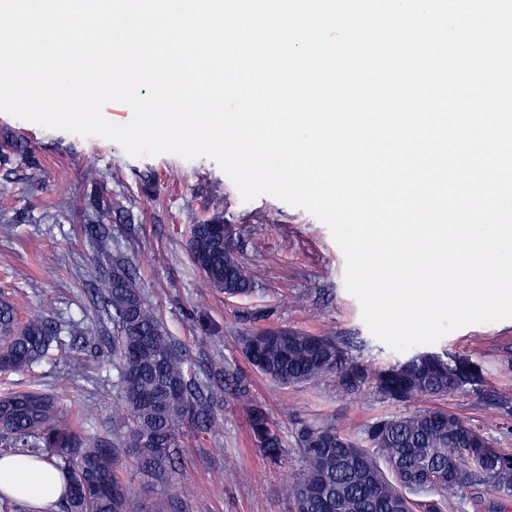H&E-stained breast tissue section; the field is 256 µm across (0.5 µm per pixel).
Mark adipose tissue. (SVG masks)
I'll return each mask as SVG.
<instances>
[{"mask_svg":"<svg viewBox=\"0 0 512 512\" xmlns=\"http://www.w3.org/2000/svg\"><path fill=\"white\" fill-rule=\"evenodd\" d=\"M65 486L62 473L44 459L0 451V496L44 510Z\"/></svg>","mask_w":512,"mask_h":512,"instance_id":"ef3b65f1","label":"adipose tissue"}]
</instances>
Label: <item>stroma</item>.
Instances as JSON below:
<instances>
[{
  "mask_svg": "<svg viewBox=\"0 0 512 512\" xmlns=\"http://www.w3.org/2000/svg\"><path fill=\"white\" fill-rule=\"evenodd\" d=\"M112 204V242L136 269L137 282L167 332L189 353L198 377L209 365L240 372L251 399L277 424L287 450L280 463L264 459L250 442L242 405L224 395L216 427L187 428L181 465L163 485L148 483L131 462L122 474L137 512H148L159 492L180 499L183 512H289L282 495L303 466L296 450L297 421L331 423L360 447L375 421L419 410H442L480 428L512 453V319L455 330L431 351L477 365L479 382L464 394L382 398L366 385L346 393L334 378L280 386L254 371L242 355L245 336L260 327H286L349 341L352 356L378 369L401 360L375 338L358 300L345 287L346 260L329 228L305 209L263 195L245 202L211 159L173 154L134 158L116 142L83 138L0 113V293L20 320L39 313L61 330L78 322L93 334L112 323L87 288L97 258L81 210L93 197ZM222 217L238 256L255 283L253 293L230 298L198 272L186 242L192 220ZM80 356L83 375L69 373ZM117 373L64 338L50 357L22 373H0V393L36 384L56 393L62 420L80 402L91 410L86 430H110L120 408ZM450 512H512L483 486L449 495Z\"/></svg>",
  "mask_w": 512,
  "mask_h": 512,
  "instance_id": "obj_1",
  "label": "stroma"
}]
</instances>
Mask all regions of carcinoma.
<instances>
[{
	"mask_svg": "<svg viewBox=\"0 0 512 512\" xmlns=\"http://www.w3.org/2000/svg\"><path fill=\"white\" fill-rule=\"evenodd\" d=\"M107 217L109 208L97 199L84 212L85 231L106 258L93 269V288L112 321V339L89 336L77 324L70 335L112 362L122 404L114 416L119 433L85 435L79 409L71 424L62 423L57 399L39 388L0 396V447L53 459L66 476L63 512H131L120 474L122 455L133 459L143 477L166 480L176 471L184 428L207 430L217 423V393L197 378L186 353L166 332L137 287L135 268L112 258L111 229L103 223ZM187 246L195 266L218 291L229 297L253 291L224 219L192 225ZM58 339L54 323L37 314L21 324L10 302L0 298V372L31 368ZM243 355L252 368L282 386L332 375L344 392L371 384L392 401L461 393L477 378L469 364L458 360L451 367L448 355L436 352L372 370L350 357L343 340L288 328L254 331ZM224 386L245 404L254 446L269 461L279 462L286 449L277 426L263 406L249 400L244 377L226 370ZM295 434L303 468L284 491L291 512H442L440 502L466 484H482L498 497L512 499V453L445 411L375 422L368 429L374 454L331 424L299 421ZM378 455L388 472L379 466ZM418 494L425 499H413ZM151 512L180 508L162 492Z\"/></svg>",
	"mask_w": 512,
	"mask_h": 512,
	"instance_id": "obj_1",
	"label": "carcinoma"
}]
</instances>
